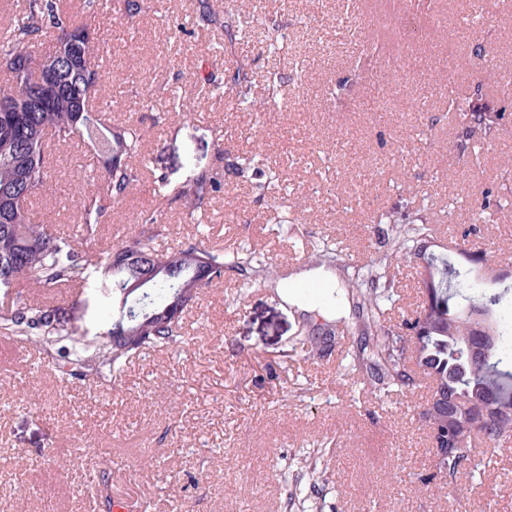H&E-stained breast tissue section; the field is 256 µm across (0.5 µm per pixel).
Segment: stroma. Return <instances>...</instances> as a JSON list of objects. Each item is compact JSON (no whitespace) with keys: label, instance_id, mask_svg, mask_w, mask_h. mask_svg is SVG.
Masks as SVG:
<instances>
[{"label":"stroma","instance_id":"stroma-1","mask_svg":"<svg viewBox=\"0 0 512 512\" xmlns=\"http://www.w3.org/2000/svg\"><path fill=\"white\" fill-rule=\"evenodd\" d=\"M136 2L132 18L99 16L94 25L109 68L128 78L102 90L112 99L110 117L139 126L151 171L116 204L89 256L115 245L114 225L134 236L142 212L154 209L166 227L161 247L194 237L174 192L205 171L222 184L207 208V244L250 243L279 278L242 297L232 276L205 289L185 314L186 343L134 358L108 389L62 386L37 352L0 337V499L17 512H106L102 499L79 493L102 486L131 512H302L280 470L307 452L327 466L325 479L304 485L321 512H512V438L497 447L483 483L463 475L450 494L427 490L420 478L431 439L419 412L429 379L417 375L410 391L382 403L357 397L339 375L358 341L351 306L316 313L311 295L295 305L282 297L312 267L294 246L299 235L340 242L353 264L373 257L387 231L377 213L415 209L396 189L404 180L426 195L431 252H488L512 284V214L495 215L467 239L468 216L453 224L442 216L449 196L470 202L512 188V0H480L477 11L473 0H355L358 32L372 40L361 55L336 26L348 0H164L162 18L153 0ZM243 12L253 15L251 27L227 36L225 20ZM435 15L444 37L430 22ZM266 25L279 26L288 44L264 42ZM402 43L409 82L401 89L381 73ZM239 67L254 98L266 97L275 76L300 87V100L284 97L256 115L201 90L199 79L220 83ZM446 74L452 85H444ZM477 90L504 118L475 166L457 154L445 106L449 92ZM172 96L181 110L156 122ZM258 146L280 177V196L305 200L295 231L273 233L271 200L232 167ZM49 165L52 178L30 209L66 231L79 217L62 198L87 192L85 173L104 160L89 146L61 142ZM305 321L337 328L324 356L292 351ZM32 389L41 405L23 409Z\"/></svg>","mask_w":512,"mask_h":512}]
</instances>
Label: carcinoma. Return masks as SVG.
<instances>
[{
	"label": "carcinoma",
	"mask_w": 512,
	"mask_h": 512,
	"mask_svg": "<svg viewBox=\"0 0 512 512\" xmlns=\"http://www.w3.org/2000/svg\"><path fill=\"white\" fill-rule=\"evenodd\" d=\"M116 4L104 0H82L76 15L66 0H25V7L4 25L0 37V74L18 112L0 113V292L7 295L27 281L43 291L61 285L98 290L109 304L122 299L118 284H132L140 269L117 265L114 253L130 252L152 258L154 275L125 299L144 293V310L135 318L126 313L114 316L104 311L97 332L88 329L59 305H50L31 295L16 296L11 306L0 311V333L34 349L47 367L67 380L92 387L110 386L122 376L134 355L184 342L183 312L198 300L202 289L232 273L241 277L243 288L269 283L275 270L264 256L247 245L232 250L216 249L197 240H187L173 250H159L157 216L143 217L146 228L119 243L95 260L84 245L94 239L101 225L112 217V203L120 200L139 179L140 169L129 159L141 155L140 128L130 122L111 125L105 120L107 104L92 109L90 99L98 88L113 82L111 71L102 64L100 42L91 27L94 14ZM67 56L59 69V81L49 105L38 112H24L38 88L37 65L53 54ZM248 112H263L270 103L288 94L278 83L268 86V96L257 100L251 94L247 75L236 71L225 87ZM219 86H207L221 93ZM455 114L459 155L476 144L491 143L500 129V109L477 93L448 99ZM59 142L78 139L94 143L98 154L120 153L123 162L109 165L91 179L103 181L104 195L88 194L73 201L80 224L73 233L61 232L37 221L30 213L31 199L48 180L49 137ZM262 153L238 158L235 170L250 179L260 170ZM220 184L205 172L185 185L178 197L189 218L201 224ZM278 231L295 221L299 202L279 203ZM418 208L415 217L380 215L379 223L392 225L388 248L368 263L353 268L348 278L360 345L342 364L341 376L369 387L379 395L409 389L414 380L406 368L407 354L416 356L432 378L431 395L448 398V435L454 451L421 479L426 488L452 490L458 476L470 471L481 478L482 464L476 462V440L492 452L501 441L512 437V314L504 309L507 291L480 288L471 271L446 256L422 253L428 237L426 219ZM303 251L317 265L335 263L348 267L343 250L325 238L301 240ZM415 259L420 283L427 295L421 309L398 327L388 324L387 315L395 302L390 270L402 259ZM488 316L491 341L480 352L470 353L462 337L470 333L477 313ZM292 345L310 356L326 347L313 325L299 326Z\"/></svg>",
	"instance_id": "obj_1"
}]
</instances>
